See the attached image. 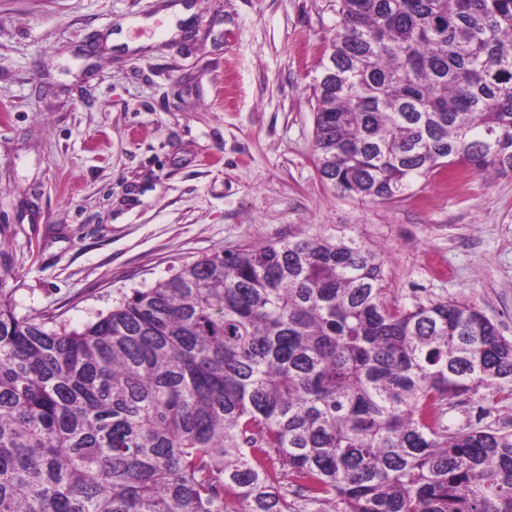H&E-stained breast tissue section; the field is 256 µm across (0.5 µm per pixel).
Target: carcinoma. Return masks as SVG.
<instances>
[{"label":"carcinoma","mask_w":512,"mask_h":512,"mask_svg":"<svg viewBox=\"0 0 512 512\" xmlns=\"http://www.w3.org/2000/svg\"><path fill=\"white\" fill-rule=\"evenodd\" d=\"M314 164L394 200L512 173V0H337ZM0 285V512H512V431L444 422L512 392L475 305L401 304L345 229L219 250L80 327Z\"/></svg>","instance_id":"1"}]
</instances>
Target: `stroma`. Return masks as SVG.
<instances>
[{"label":"stroma","mask_w":512,"mask_h":512,"mask_svg":"<svg viewBox=\"0 0 512 512\" xmlns=\"http://www.w3.org/2000/svg\"><path fill=\"white\" fill-rule=\"evenodd\" d=\"M189 10L177 18V6ZM336 0H0V284L75 327L221 249L311 224L383 247L390 298L512 340V174L339 196L313 163ZM512 430V394L449 405Z\"/></svg>","instance_id":"1"}]
</instances>
